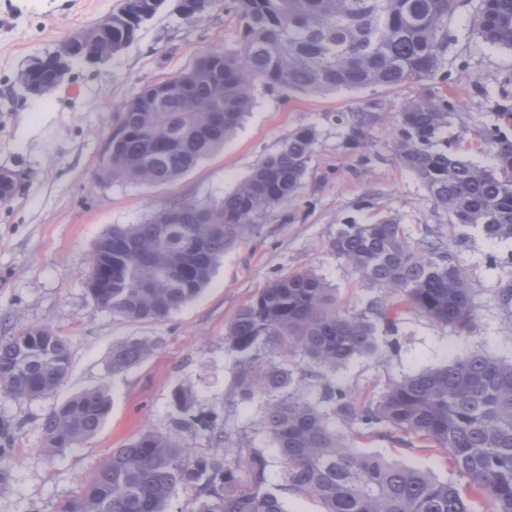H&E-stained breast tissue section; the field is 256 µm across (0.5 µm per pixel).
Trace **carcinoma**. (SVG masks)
<instances>
[{
    "mask_svg": "<svg viewBox=\"0 0 512 512\" xmlns=\"http://www.w3.org/2000/svg\"><path fill=\"white\" fill-rule=\"evenodd\" d=\"M162 0H120L112 56L134 40ZM459 0H236L243 39L232 52L209 48L173 80L127 101L102 153L103 183L149 187L176 184L224 147L252 104V87L301 93L397 88L422 92L392 114L391 148L423 181L448 232L472 227L512 239V99L497 104L500 125L480 134L492 164H478L448 146L456 116L444 55ZM471 26L484 42L512 50V0H478ZM87 44L72 45L65 67L86 64ZM33 58L19 72L54 91V71ZM379 119L360 110L336 120L353 141ZM316 130H295L263 157L250 176L214 204L182 201L153 211L140 224L114 225L94 254L112 261L100 273L110 288L88 289L93 304L127 321L169 318L211 282L224 250L248 237L266 215L295 199L307 176ZM330 247L374 287L380 299L359 312L336 305L334 289L312 270L268 283L228 323L224 343L236 357L235 395L256 404L258 431L275 445L281 483L270 487L264 450L234 447L229 433L210 424L213 448L193 451L170 436L145 431L112 449L58 512H168L179 489L194 512H286L281 493L319 502L323 512H473L472 498L490 512H512V360L473 349L438 367L386 384L376 399L336 379L356 355L377 352L378 327L397 331L411 311L463 331L474 310L471 288L453 238H410L392 217L347 224ZM155 344L129 339L112 347V371L145 360ZM70 345L48 325L0 339V396L32 399L64 381ZM108 412L104 391H82L51 410L41 424L49 451L91 440ZM349 434L336 431V420ZM377 436L407 437L447 456L467 479L465 488L417 468L367 453L357 444ZM244 468L238 483L234 471Z\"/></svg>",
    "mask_w": 512,
    "mask_h": 512,
    "instance_id": "obj_1",
    "label": "carcinoma"
}]
</instances>
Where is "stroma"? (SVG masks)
<instances>
[{"instance_id":"obj_1","label":"stroma","mask_w":512,"mask_h":512,"mask_svg":"<svg viewBox=\"0 0 512 512\" xmlns=\"http://www.w3.org/2000/svg\"><path fill=\"white\" fill-rule=\"evenodd\" d=\"M117 0H0V170L25 172L21 194L0 205V339L48 324L70 341L66 378L51 395L32 400L0 397V444L14 442L0 460V512H56L81 481L108 456L141 432L175 435L199 451L210 446L206 420L249 436L254 447L274 453L271 439L256 433L255 408L234 405L227 396L236 360L224 344L236 311L273 278L310 268L334 288L336 303L363 310L380 292L343 260L330 243L345 224L381 217L398 219L411 237L424 229L447 232L421 180L393 154L390 114L421 88L303 94L257 85L252 109L223 150L201 162L172 186L97 182L99 152L122 106L145 86L192 65L208 48L231 51L242 38L232 0H217L201 21L189 24L176 0L142 25L132 45L109 62L75 68L67 84L33 98L17 82L34 57L52 51L71 32L94 25ZM473 0H462L449 17L454 35L445 57L449 96L458 116L448 139L460 152L486 164L476 149L479 131L493 123L512 52L489 46L471 31ZM380 103L379 122L353 143L339 112ZM314 127L315 152L299 198L277 208L247 239L224 252L211 284L163 321H126L95 308L85 278L95 245L113 225L138 224L156 208L192 200L220 202L265 155L277 151L296 129ZM369 163H362V156ZM457 254L471 288L474 320L469 330L433 324L403 314L396 333L380 330L378 352L358 356L337 379L366 396L388 380L442 364L473 348L512 358V309L500 288L512 284V239L491 240L474 228L453 232ZM496 265H489V257ZM396 349H388V338ZM130 338L155 342L143 362L113 372L114 344ZM103 387L110 411L98 434L61 452L47 451L40 428L46 414L86 388ZM191 392L203 419L177 423L175 391ZM454 483L462 478L446 456L387 437L363 446Z\"/></svg>"}]
</instances>
